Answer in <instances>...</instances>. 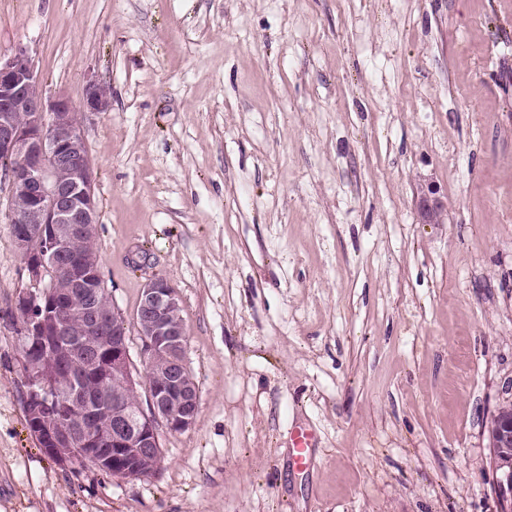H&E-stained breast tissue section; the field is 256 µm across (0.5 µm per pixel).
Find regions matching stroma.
Listing matches in <instances>:
<instances>
[{
  "instance_id": "35a3bbf8",
  "label": "stroma",
  "mask_w": 512,
  "mask_h": 512,
  "mask_svg": "<svg viewBox=\"0 0 512 512\" xmlns=\"http://www.w3.org/2000/svg\"><path fill=\"white\" fill-rule=\"evenodd\" d=\"M112 89L87 142L105 286L177 289L194 425L72 474L22 400L42 296L0 174V512H500L512 402V0H0V56ZM448 195L420 223L421 184ZM310 437L308 461L294 443ZM503 407H508V405ZM503 407L496 408L486 421L488 425L492 421H495L497 424L496 440L491 444L493 453L491 459L494 465L504 460L512 461V407L507 410ZM509 430H511V432H509ZM509 439L511 440V448L508 446Z\"/></svg>"
}]
</instances>
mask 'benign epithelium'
Wrapping results in <instances>:
<instances>
[{"label": "benign epithelium", "mask_w": 512, "mask_h": 512, "mask_svg": "<svg viewBox=\"0 0 512 512\" xmlns=\"http://www.w3.org/2000/svg\"><path fill=\"white\" fill-rule=\"evenodd\" d=\"M112 105L110 86L90 79L82 101L48 97L27 50L0 57V158L11 185L14 242L34 280L50 277L41 298L20 295L25 324L23 409L45 455L77 473L87 465L110 478L153 475L161 465L160 429L182 432L197 416L199 388L185 361L181 299L160 276L148 280L133 314L142 337L143 372L135 369L126 331L105 286L97 244L95 172L86 119ZM424 224H443L440 187L420 190ZM492 446L512 440V407L496 408ZM496 493L512 502V467Z\"/></svg>", "instance_id": "7a95c632"}]
</instances>
